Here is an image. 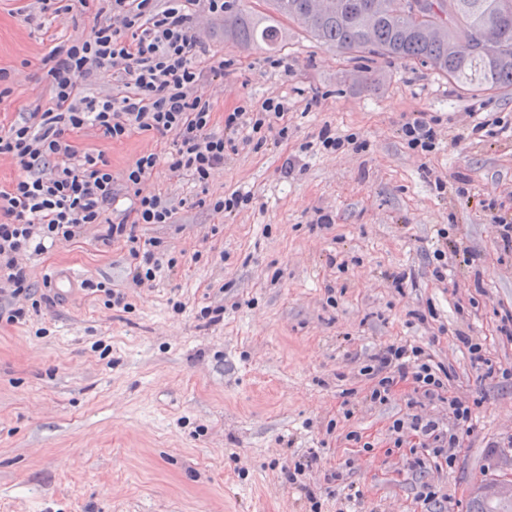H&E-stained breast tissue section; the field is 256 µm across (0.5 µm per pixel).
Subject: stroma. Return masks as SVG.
<instances>
[{
  "mask_svg": "<svg viewBox=\"0 0 512 512\" xmlns=\"http://www.w3.org/2000/svg\"><path fill=\"white\" fill-rule=\"evenodd\" d=\"M96 0H74L64 18L29 0H0V68L11 92L0 98V127L46 106L38 62L59 42L87 34ZM277 50L224 40V19L202 18L198 91L215 118L285 98L287 139L239 136L237 150L207 187L159 166L149 186L187 198L173 224L140 226L179 263L149 286L128 278L124 242L103 244L96 229L28 261L34 283L70 285L40 313L0 324V512H310L283 469L321 448L304 480L322 512H426L423 482L447 490L450 512H467L479 479L512 478V379H485L458 334L485 344L512 368V343L497 330L512 309V255L496 247L498 220L512 221V135L459 141L470 113L512 122V89L464 95L418 63L344 54L280 19ZM374 76L364 84V73ZM438 118L432 151L411 149L401 132L415 113ZM354 137L359 150L322 147L319 133ZM98 143L120 174L168 141L132 130L120 144ZM252 192L254 201L216 214L202 194ZM478 254L432 276L437 231ZM406 274L396 291L390 274ZM92 280L126 294L127 308L83 290ZM223 306L218 321L206 306ZM434 311L420 323L412 311ZM408 341L455 376L454 393L479 400L455 466L409 470L393 450L392 422L407 418L413 395L400 383L390 402L366 401L359 370L380 347ZM354 413H340L342 389ZM357 440H349V432ZM349 463L346 481H330ZM362 497L347 503L345 482Z\"/></svg>",
  "mask_w": 512,
  "mask_h": 512,
  "instance_id": "obj_1",
  "label": "stroma"
}]
</instances>
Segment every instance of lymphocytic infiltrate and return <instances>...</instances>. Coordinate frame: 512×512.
<instances>
[{"label":"lymphocytic infiltrate","instance_id":"obj_1","mask_svg":"<svg viewBox=\"0 0 512 512\" xmlns=\"http://www.w3.org/2000/svg\"><path fill=\"white\" fill-rule=\"evenodd\" d=\"M202 12L223 14L224 0H112L105 22L41 58L51 106L0 130V157L18 171L0 189V319L23 320L29 310L54 300L48 292L34 294L22 256L70 242L92 226L99 228L102 241L126 243L134 285L155 281L162 267H174L176 260L167 257L160 239L141 240L137 230L143 224L173 223L179 204L168 195L144 192L145 181L163 163L206 184L227 154L236 151L240 133L261 132L287 111L286 102L269 99L258 112L225 113L222 132L214 131L213 106L197 93L203 73L193 28ZM106 66L121 92L84 94V81ZM88 127L113 142L125 140L134 129L172 141L166 154H140L124 171L131 201L117 224L106 217L114 198L110 161L104 153L78 150L69 139L70 133ZM360 374L375 404H386L394 388L408 379L415 385L416 405L447 402L454 427L415 414L395 419L390 432L397 436L408 429L418 436L413 469L444 471L455 465L456 429L470 427L474 406L452 396V375L433 354L409 343L391 344L371 355Z\"/></svg>","mask_w":512,"mask_h":512}]
</instances>
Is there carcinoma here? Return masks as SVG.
I'll return each mask as SVG.
<instances>
[{"instance_id":"obj_1","label":"carcinoma","mask_w":512,"mask_h":512,"mask_svg":"<svg viewBox=\"0 0 512 512\" xmlns=\"http://www.w3.org/2000/svg\"><path fill=\"white\" fill-rule=\"evenodd\" d=\"M307 2L271 0L272 11L302 24L327 47L418 62L463 91L512 88V0H430L438 10L421 19L396 11L393 0H334V8L310 16ZM224 12L234 15L226 39L244 46L260 40L270 48L281 39L278 25L246 12L240 0H227ZM489 26L498 31L496 43L478 40ZM469 512H512V497L476 494Z\"/></svg>"}]
</instances>
